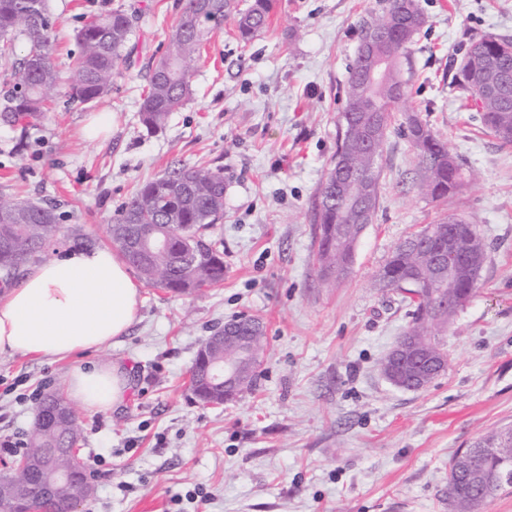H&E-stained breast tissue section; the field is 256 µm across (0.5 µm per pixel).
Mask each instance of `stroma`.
Returning <instances> with one entry per match:
<instances>
[{"instance_id":"obj_1","label":"stroma","mask_w":512,"mask_h":512,"mask_svg":"<svg viewBox=\"0 0 512 512\" xmlns=\"http://www.w3.org/2000/svg\"><path fill=\"white\" fill-rule=\"evenodd\" d=\"M184 4L48 0L60 77L85 14L118 6L136 18L131 64L99 103L59 91L38 119L0 123V194L55 206L54 258L78 234L109 245L116 209L171 165L222 169L224 217L211 234L224 281L198 295L142 287L127 336L97 352L0 355V441H28L40 397L64 391L72 367L119 360L132 370L125 406L83 414L79 455L96 493L82 512H448L449 461L512 426V143L483 129L452 82L475 41L512 38V0H418L409 105L462 160L464 185L444 201L419 193L416 153L397 131L408 112L395 113L374 219L348 278L331 284L317 274L314 206L362 25L386 0H277L267 31L247 43L225 20L192 64L189 99L151 134L141 93ZM103 113L109 132L86 138ZM461 212L488 244L484 269L444 338L447 370L398 389L378 361L410 305L373 279L401 239ZM241 314L266 328L257 388L202 404L188 388L195 355Z\"/></svg>"}]
</instances>
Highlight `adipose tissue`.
I'll return each instance as SVG.
<instances>
[{"label":"adipose tissue","instance_id":"adipose-tissue-1","mask_svg":"<svg viewBox=\"0 0 512 512\" xmlns=\"http://www.w3.org/2000/svg\"><path fill=\"white\" fill-rule=\"evenodd\" d=\"M141 285L110 248L72 249L28 266L0 296V354L61 359L98 351L124 336L137 318ZM122 363L75 366L68 398L89 412L119 407L131 388Z\"/></svg>","mask_w":512,"mask_h":512}]
</instances>
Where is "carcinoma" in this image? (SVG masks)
Segmentation results:
<instances>
[{
  "mask_svg": "<svg viewBox=\"0 0 512 512\" xmlns=\"http://www.w3.org/2000/svg\"><path fill=\"white\" fill-rule=\"evenodd\" d=\"M277 0H252L243 12H235L234 0H185L183 11L169 38L165 55L153 67L139 110L142 126L156 132L171 113L177 111L191 93L189 62L199 52L208 35L224 20H235L238 38L248 42L265 31L275 12ZM423 24L416 0H389L382 14L365 21L360 41L372 36L377 25L392 30L385 47L387 81L367 85L364 72L373 59L355 55L346 82L345 111L376 113L383 126L381 143L387 138L392 112L408 102L407 81L402 64ZM53 27L46 0H0V60L10 71L11 85L0 95V120L16 124L39 117L49 94L59 84L52 61ZM132 34V17L124 10L90 12L83 17L76 34L78 55L66 79L67 97L80 104H95L112 91L115 77L127 65L126 46ZM25 46L15 53L16 42ZM512 63V39L491 37L474 43L457 73L454 85L464 98L473 100L481 112L483 127L500 141L512 128V86L491 94L505 66ZM403 133L414 148L420 169L421 192L433 200H445L459 193L462 167L448 150L446 140L419 115L407 117ZM348 168L354 177L375 174L364 145V132L356 124L337 139L333 168L322 184L315 204L317 263L319 278L327 282L344 280L353 262L356 224L344 199L335 196L336 168ZM224 174L205 165L183 166L143 183L137 192L115 211L110 239L149 287L177 294H192L224 281V251L209 231L224 216ZM0 282L17 281L25 267L38 259L58 234L59 215L49 204L36 205L0 196ZM160 224L165 247L147 255L136 249L143 227ZM458 254L477 256V261H454L435 268V253L448 249V238ZM487 259V245L473 224L462 216L445 217L411 234L390 253L376 277L386 287L411 295V321L397 342L408 354L400 370L401 379L418 387L428 374L423 363L435 358L448 364L447 352L438 342L448 332L454 316L473 295ZM417 278L421 286H409ZM239 356L238 343L226 339L210 351L220 361ZM60 397L49 395L37 410V421L29 438L24 459L43 458L77 442L82 422L77 410L67 407L56 413ZM512 460V428L493 430L473 445L469 455L457 453L448 471L450 512H476L487 501L481 487L502 469L501 457ZM84 475L77 471L62 489L61 496L44 499L46 512H58L64 500H78Z\"/></svg>",
  "mask_w": 512,
  "mask_h": 512,
  "instance_id": "carcinoma-1",
  "label": "carcinoma"
}]
</instances>
